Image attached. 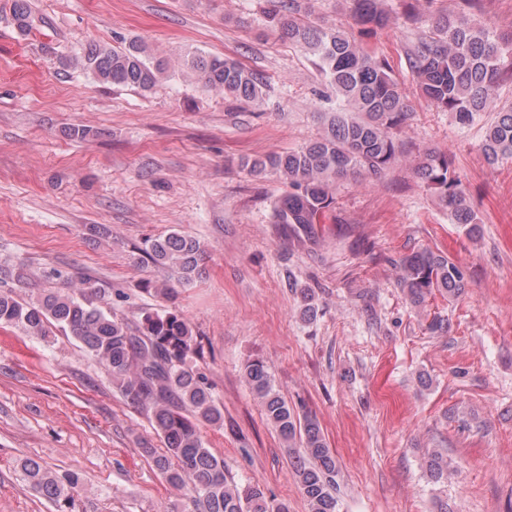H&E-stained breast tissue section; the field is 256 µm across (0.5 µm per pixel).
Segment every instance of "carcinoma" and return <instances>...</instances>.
Segmentation results:
<instances>
[{
	"label": "carcinoma",
	"instance_id": "obj_1",
	"mask_svg": "<svg viewBox=\"0 0 512 512\" xmlns=\"http://www.w3.org/2000/svg\"><path fill=\"white\" fill-rule=\"evenodd\" d=\"M266 27L317 56L322 72L336 90L339 107L329 113L319 139L285 154L250 163V172H272L288 186L273 207V223L300 245L321 234L333 202L336 181L365 173L379 179L397 160L399 146L391 130L408 119L407 95L385 59L367 50L339 29L314 28L296 17L297 0H266ZM357 22L371 31L385 24L379 0H347ZM476 0L433 22V35L421 40L408 57L416 87L436 108L452 115L464 128L512 81V32H492L477 23L471 8ZM12 20L25 35L33 28L30 0H13ZM107 85L154 87L166 64L151 57L145 46L129 41L121 47L90 44L63 59ZM204 86L247 101L261 97L262 78L238 62L221 56L197 55L191 61ZM481 150L492 166L512 161V107L496 113L486 127ZM419 178L434 189L455 224L479 230L480 217L448 154L431 150L416 166ZM201 242L172 232L146 242L142 257L191 285L202 277ZM399 286L410 303L423 305L434 292L450 298L467 287L459 262L443 252L422 250L402 256ZM112 289L92 278L64 291L21 302L0 290V324L26 336L49 338L52 328L70 333L112 375L127 401L145 412L165 444L155 457L156 469L176 489L190 492L194 512H288L258 485L240 489L228 480L224 459L206 447L205 425L224 422L204 376L192 359L197 341L176 308L143 312L131 320L109 307ZM245 376L260 400L267 420L293 454V467L309 512H336L338 466L310 414L288 406L260 361L246 365ZM25 481L42 497L58 502L71 495L78 478H60L34 459L21 465ZM427 470L436 481L448 476V461L435 452Z\"/></svg>",
	"mask_w": 512,
	"mask_h": 512
}]
</instances>
